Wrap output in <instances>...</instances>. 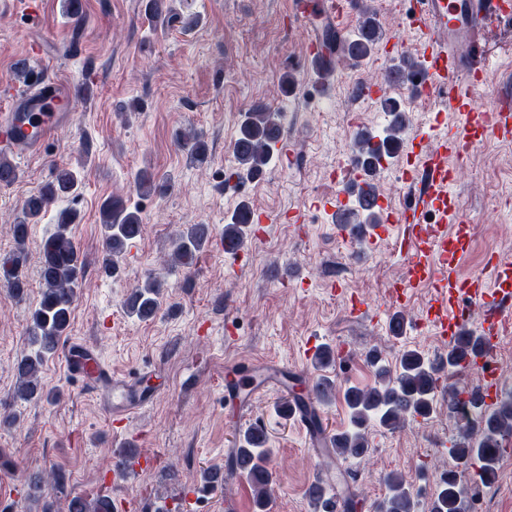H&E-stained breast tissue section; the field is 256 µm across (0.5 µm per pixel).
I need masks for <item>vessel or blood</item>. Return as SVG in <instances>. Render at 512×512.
I'll use <instances>...</instances> for the list:
<instances>
[{"label": "vessel or blood", "instance_id": "obj_1", "mask_svg": "<svg viewBox=\"0 0 512 512\" xmlns=\"http://www.w3.org/2000/svg\"><path fill=\"white\" fill-rule=\"evenodd\" d=\"M409 5L425 39L419 51L422 64L404 85L416 95L441 99L448 111L457 113L459 121L432 149L421 153L416 169L406 173V198L399 209L387 208L382 197H375L378 222L369 226L367 233L370 239H382L390 227L400 226L410 280L431 284L432 296L425 311L430 325L439 329L445 342L455 343L471 322L472 307L482 306L484 313L476 323V334L483 350L488 351L493 349L506 317L504 307L512 302V261L497 260L489 278L459 275L471 226L449 194L453 172L448 161L463 159L475 145L477 132L512 133V114L492 115L473 106L489 80V62L476 35L488 22L502 17L503 3L409 0ZM308 6L323 11L330 23L355 9L354 0H345L338 10L326 8L325 0H290L289 11L300 20ZM69 104L67 84L39 74L30 91L16 95L10 111L0 114V153H39L65 126ZM65 366L99 400L114 423H123L153 399L144 374H115L93 347L68 345ZM287 383L288 366L284 363L261 361L249 368L225 370L224 407L245 413L263 391L272 386L282 389ZM151 466L147 454L133 449L120 451L113 458L112 479L120 482Z\"/></svg>", "mask_w": 512, "mask_h": 512}]
</instances>
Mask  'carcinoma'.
I'll return each mask as SVG.
<instances>
[{
  "instance_id": "obj_1",
  "label": "carcinoma",
  "mask_w": 512,
  "mask_h": 512,
  "mask_svg": "<svg viewBox=\"0 0 512 512\" xmlns=\"http://www.w3.org/2000/svg\"><path fill=\"white\" fill-rule=\"evenodd\" d=\"M65 5L66 15L73 22L74 30H79L84 17L81 0H66ZM146 10L155 24L165 25L170 20L171 9L167 0H148ZM380 37L381 31L375 18L365 11L351 34L341 37L328 33L326 42L336 58L362 60L370 55ZM381 106L390 116L384 134L362 133L354 142L356 157L364 165L367 177L364 180L365 186L355 191L356 208L350 210L349 214L364 216L368 224L376 223L372 198L377 192L375 178L381 167V158L397 150L407 124V117L398 102L386 99ZM281 136L282 123L278 113L261 104L244 113L239 136L232 147L235 166L230 169L229 177L239 178L263 171L273 159L275 146ZM134 181L140 194L149 195L154 191V176L151 172L139 171ZM79 184L75 171L58 167L53 181L31 195L23 204L20 215L11 225L16 250L0 264V281L10 296L19 297L27 292L25 244L30 220L57 202L77 196ZM244 209L245 206H240L224 225V247L230 251L240 250L246 242L248 220ZM99 213L103 228L101 270L105 275L114 277L120 272L127 244L140 236L143 224L139 212L129 210L126 200L120 197L106 198L100 205ZM77 217V211L71 208L61 210L57 231L42 244V292L38 306L31 313L27 336L30 351L14 365L17 378L14 396L23 401L51 398L41 383V368L45 360L57 352L66 334L76 289L86 266V259L71 232ZM211 233L208 224L189 225L173 242L174 263L190 267L197 253L211 239ZM162 288L160 281L151 279L131 289L124 301L127 314L139 320L154 317L160 307ZM478 344L475 330L469 328L448 348V355L441 363L436 365L416 351H406L400 357L397 371L379 363L378 356H373L376 383L371 387H349L345 390L344 398L350 410L352 428L330 437L332 456L338 459L365 457L369 446L365 428L372 420L394 430L402 426L410 416L430 415L440 373L445 370L451 375L462 373L460 360ZM332 394V382L318 378L308 388L306 395H293L294 401L307 411L310 424L318 431L321 425L315 405L327 402ZM462 403L467 404L475 415L459 418L460 433L454 443L453 455L461 466L468 468L478 465V481L489 484L495 478V461L505 452L503 441L512 436V397L487 410L483 399L474 389L456 386L448 391V412H455ZM267 442L264 430L256 427L246 430L240 446L234 450L227 464L231 473L246 479L253 490L254 504L259 512H265L273 494V474L268 466L270 449L267 448ZM385 484L388 494L375 505L374 512H415L417 501L399 476L387 475ZM466 495L467 490L460 484L458 472L450 469L442 476L439 491L431 500L428 512H466ZM308 498L315 512H351L354 507L350 497L340 495L320 482L309 486ZM68 512L112 510L99 499L74 497L68 503Z\"/></svg>"
}]
</instances>
